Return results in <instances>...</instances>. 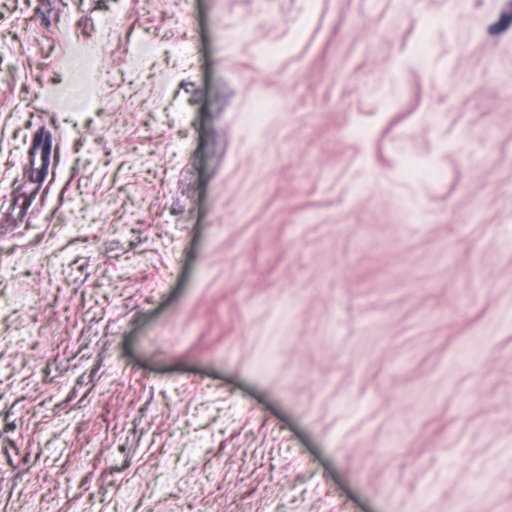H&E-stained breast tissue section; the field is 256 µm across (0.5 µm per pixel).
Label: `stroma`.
<instances>
[{"label":"stroma","instance_id":"1","mask_svg":"<svg viewBox=\"0 0 512 512\" xmlns=\"http://www.w3.org/2000/svg\"><path fill=\"white\" fill-rule=\"evenodd\" d=\"M0 512H512V0H0Z\"/></svg>","mask_w":512,"mask_h":512}]
</instances>
